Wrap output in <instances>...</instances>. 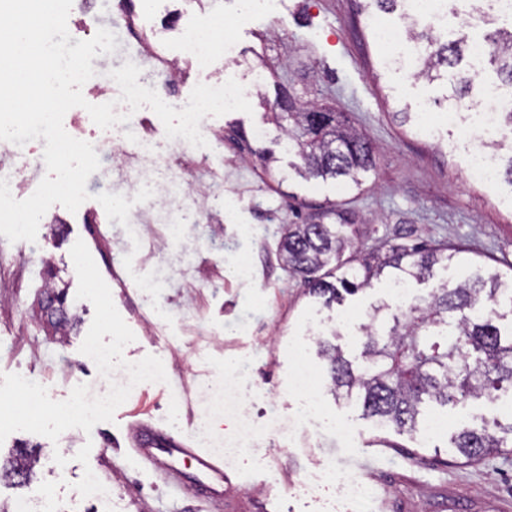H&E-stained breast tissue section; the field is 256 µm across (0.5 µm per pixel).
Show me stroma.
<instances>
[{"label":"stroma","mask_w":512,"mask_h":512,"mask_svg":"<svg viewBox=\"0 0 512 512\" xmlns=\"http://www.w3.org/2000/svg\"><path fill=\"white\" fill-rule=\"evenodd\" d=\"M208 2L234 29L236 63L227 65L218 51L206 68L182 64L175 84L161 86L159 95L176 107L197 83L233 78L244 86L252 111L206 117L203 135L210 145L203 151L173 144L159 117L141 108L159 154L155 165L144 163L139 170L147 177L178 170L186 179L206 183L212 203L189 216L156 196L135 202L134 191L114 173L116 157L107 154L87 181L91 198L85 209H99L96 194H121L133 203L130 223L151 225L160 237L175 223L177 238L157 252L150 236L131 241L118 220L101 214L98 223L90 224L82 212L57 204L55 224L38 228L39 261L0 265V278L6 280L0 288V374H21L45 386L56 401L67 399L80 384L88 385L92 395L107 393L108 379L80 351L94 317L91 302L76 297L70 250L81 240L104 281H111L113 265L129 254L135 273H153L163 283L155 306L132 281L111 294L135 335L123 351L125 360L157 356L167 380L144 387L117 408L113 421L96 424L91 433L75 428L55 442L25 431L10 434L0 443L1 459L24 446L39 451L40 463L32 482L0 481V505L9 512L22 500L32 502L35 512H323V501L334 490L329 475L316 473V462H330L344 472L349 459L368 453L379 463L363 476L376 491L355 512H512V454L457 459L444 450V437H437L436 447L421 446L417 437L376 427L363 418L360 406L336 405L323 387L315 398L324 419L306 429L302 397L289 390L301 366L326 381L317 341L333 330H340L352 354H359L366 312L371 303L388 298L389 290L377 282L328 306L310 297L279 259L285 225L311 223L331 203L366 225L367 248L401 239L465 246L470 262L442 272L449 283L467 276L474 263L504 273L512 269V185L503 175L492 185L471 177L469 116L455 98V74L430 82L389 65L375 26L399 24L400 15L372 13L366 0ZM193 8V0H135L147 24L167 34L174 55L182 30L194 18ZM284 91L297 104L318 102L346 113L366 133L376 166L365 173L361 189L301 179L295 173L300 160L293 154H280L273 171L265 170L254 151H277L279 132L268 124L267 114ZM401 110L412 113L413 121H395L394 113ZM423 112L435 125L433 134L418 121ZM243 266L248 269L244 275L239 272ZM50 278L64 289L67 308L78 317L64 341L39 308ZM240 364L252 368L242 381L250 393L246 410L264 433L257 451L235 468L233 491L218 502L204 497L189 460L171 473L160 464L142 469L131 453L132 410L148 405L143 419L154 433L197 442L187 413H205ZM275 419L292 429V439L270 432ZM340 422L358 435L357 444L342 441L336 430ZM86 444L91 452L84 465L76 454ZM55 450L65 454L64 468L52 462ZM88 470L105 494L83 497L75 490Z\"/></svg>","instance_id":"stroma-1"}]
</instances>
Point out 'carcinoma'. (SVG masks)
I'll list each match as a JSON object with an SVG mask.
<instances>
[{"label": "carcinoma", "mask_w": 512, "mask_h": 512, "mask_svg": "<svg viewBox=\"0 0 512 512\" xmlns=\"http://www.w3.org/2000/svg\"><path fill=\"white\" fill-rule=\"evenodd\" d=\"M417 37L432 47L420 77L434 80L440 70L469 59L471 38L466 35L438 47L424 30ZM486 39L496 46L487 64L512 86V28H499ZM286 99L288 111L274 112L270 120L282 131L286 149L301 158L299 175L360 188L362 175L375 165L367 135L342 112L315 103L298 108L291 96ZM322 218L336 223L288 225L279 252L308 294L327 303H340L381 278L392 283L429 281L437 268L458 265L467 253L460 244L441 242L381 243L364 252L362 225L334 207L325 209ZM504 297L512 303V275L476 266L454 287L441 284L405 308L386 300L371 304L360 327L364 340L359 361L347 356L338 331L334 340L319 342L332 396L338 403L360 404L364 415L382 427L412 435L426 403L447 407L512 390V308L506 313L497 309ZM450 441V449L466 461L495 456L512 447V421L495 419L479 429L462 428ZM38 463L37 455L21 448L0 463V479L30 481Z\"/></svg>", "instance_id": "obj_1"}]
</instances>
